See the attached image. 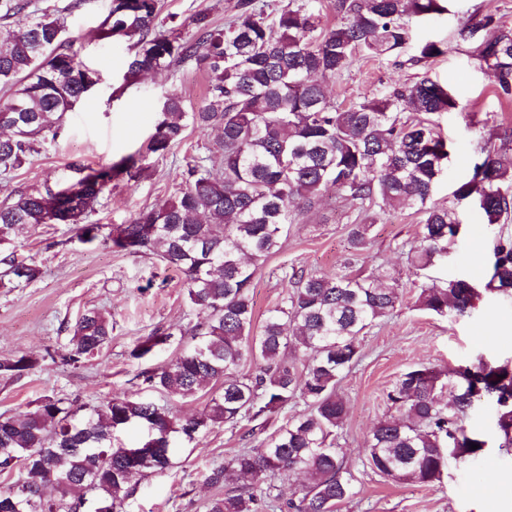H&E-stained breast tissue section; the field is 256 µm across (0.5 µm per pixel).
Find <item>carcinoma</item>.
<instances>
[{"mask_svg": "<svg viewBox=\"0 0 512 512\" xmlns=\"http://www.w3.org/2000/svg\"><path fill=\"white\" fill-rule=\"evenodd\" d=\"M447 0H335L347 20L322 24L312 0L277 10L272 21L254 0H240L237 17L223 28L195 19L198 36L184 41L156 31L157 0H112L100 30L128 42L132 55L124 80L193 60L210 77L204 105L188 112L172 93L162 102L147 151L163 157L185 138L188 124L218 131L208 154L186 162L181 184L168 200L142 209L128 224L112 228L106 241L132 256L154 255L183 276L195 311L193 342L166 363L141 373L143 384L168 397L191 399L213 388L198 415L174 417L147 399L114 395L88 414L55 396L29 412L0 415V472L21 464L25 478L0 491V512H119L144 472L171 466L174 449L216 425L251 424L263 434L273 415L295 399L305 411L287 420L258 445L211 469L214 486L235 485L211 499L207 512H337L355 495L356 477L338 447L347 404L338 385L360 358V337L402 302L394 269L375 275L284 272L292 291L256 323L251 288L259 266L282 247L295 224L324 194L367 213L414 208L423 214L419 245L408 259L419 270L442 261L461 229L453 206L431 202L452 146L431 115L459 108L446 86L423 77L382 98H364L346 108L328 99L325 80L342 73L354 55H393L410 39L406 19L447 11ZM30 0H0V104L9 114L0 133V175H9L48 139L64 132L69 112L100 75L87 67L65 36V17L28 11ZM486 31L476 46L479 64L495 73L505 96L512 94V31L491 16L468 30ZM413 62L426 64L447 52L438 41L416 46ZM128 156L98 169L74 163V176L59 189H25L0 207V246L24 225L71 224L91 242L100 226L87 224L112 180L145 170ZM459 203L474 199L485 223L512 217V167L486 150L470 179L453 192ZM353 244L367 245L371 225L349 224ZM38 269L8 254L0 259V288L33 281ZM486 288L512 292V238L494 248ZM471 283L462 277L421 285L423 310L463 315L473 305ZM169 328L155 327L132 356L142 359L174 342ZM112 339V321L98 309L82 314L70 329L65 359L77 364ZM305 358L303 366L288 353ZM257 365L238 375L246 357ZM39 358L0 360V375L20 377ZM400 415L371 430L363 465L398 482L440 480L451 460L481 456L485 436L469 431L460 413L482 399L495 408L501 449L512 450V366L484 363L442 373L426 365L403 372L386 394ZM147 426L135 445L114 444V433ZM478 448L473 450L471 445ZM301 475L287 490L276 481Z\"/></svg>", "mask_w": 512, "mask_h": 512, "instance_id": "1", "label": "carcinoma"}]
</instances>
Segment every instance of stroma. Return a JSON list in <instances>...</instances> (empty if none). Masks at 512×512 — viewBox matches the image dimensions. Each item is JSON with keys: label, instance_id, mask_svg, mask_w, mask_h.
Instances as JSON below:
<instances>
[{"label": "stroma", "instance_id": "obj_1", "mask_svg": "<svg viewBox=\"0 0 512 512\" xmlns=\"http://www.w3.org/2000/svg\"><path fill=\"white\" fill-rule=\"evenodd\" d=\"M71 2L32 0L31 7L67 9L69 36L81 58L100 70L103 78L67 115L57 140L41 145L18 170L0 175V205L23 189L56 187L70 177L73 162L106 167L145 150L168 94L180 95L190 111L204 102L209 76L192 60L124 84L128 44L116 37H97L110 0H81L76 8ZM159 5L158 30L176 28L185 40L196 35V14H205L211 26L221 28L238 13V0H159ZM448 5L447 13L409 19L411 47L379 59L356 55L340 76L327 83L332 101L340 107L366 96L383 97L423 76L450 87L459 101L458 110L434 117L438 130L452 141L453 152L433 201L456 206L462 222L448 247L447 261L424 271L409 264L407 253L418 243L423 216L405 208L372 225L366 249L351 266L367 275L396 268L403 300L364 336L361 357L339 386L348 413L338 443L356 475L357 495L341 504L338 512H512V456L498 450L495 411L485 401L475 404L463 424L487 437L486 454L450 461L439 482L404 484L362 465L367 436L378 420L391 414L386 393L402 372L428 365L448 373L480 360L512 365V296L484 288L493 244L499 236L512 237V221L485 224L475 206L456 204L452 195L457 182L471 177L482 147H501L502 159L512 164V145L505 147L500 141L503 128H512V96L500 95L493 74L480 67L474 53L477 39L461 34L487 15L512 29V0H448ZM427 40L447 44V54L425 67L413 64L414 44ZM214 141V131L188 127L184 141L168 155L148 156L145 171L113 181L89 215V223L99 225L103 237L112 225L128 223L139 210L164 202L174 195L185 162L205 155ZM366 221L357 206L330 194L324 204L289 225L282 250L268 257L256 274L257 318H264L287 293L283 270L347 272L351 267L346 260L352 252L347 226ZM102 237L87 243L69 224L27 225L12 245L0 246V255L15 254L39 270L29 285L0 291V358L27 353L40 359L39 366L22 377L0 375V415L34 410L47 395L90 407L113 395L133 399L147 395L177 417L205 407L204 392L193 400L144 393L140 372L167 362L172 349L147 360L131 356L138 340L157 326L179 331V344L190 343L195 312L181 275L158 257L115 252ZM457 276L470 278L477 290L468 314L446 318L418 307L421 282ZM91 308L111 317L112 339L99 353L75 365L67 363L62 354L69 329ZM251 446L242 429L211 428L183 448L170 468L141 478L122 512H206L207 502L221 493L206 483V473Z\"/></svg>", "mask_w": 512, "mask_h": 512}]
</instances>
